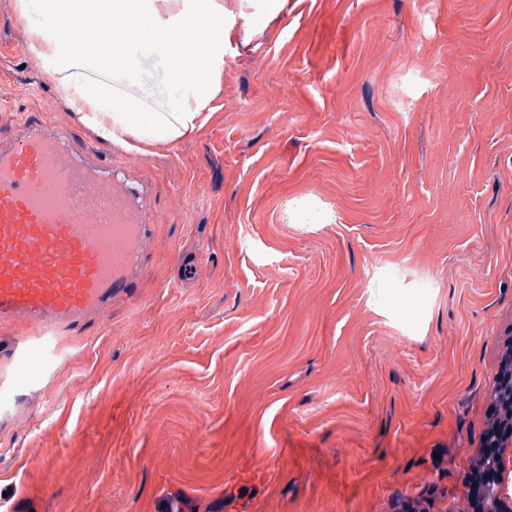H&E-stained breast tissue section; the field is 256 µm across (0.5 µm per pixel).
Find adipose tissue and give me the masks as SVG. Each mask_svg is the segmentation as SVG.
Returning <instances> with one entry per match:
<instances>
[{"mask_svg":"<svg viewBox=\"0 0 512 512\" xmlns=\"http://www.w3.org/2000/svg\"><path fill=\"white\" fill-rule=\"evenodd\" d=\"M288 0H16L44 79L98 139L170 146L216 111L232 38L250 45ZM92 31L82 52L70 36Z\"/></svg>","mask_w":512,"mask_h":512,"instance_id":"obj_1","label":"adipose tissue"}]
</instances>
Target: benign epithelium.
Returning a JSON list of instances; mask_svg holds the SVG:
<instances>
[{
  "mask_svg": "<svg viewBox=\"0 0 512 512\" xmlns=\"http://www.w3.org/2000/svg\"><path fill=\"white\" fill-rule=\"evenodd\" d=\"M496 388L508 393L512 392V349L508 351L496 376ZM512 446V414L495 418L484 441L486 451L482 456L487 458L483 471L474 476L470 499L473 512H486L487 500L497 497L505 483L507 474L506 461L502 457L505 449Z\"/></svg>",
  "mask_w": 512,
  "mask_h": 512,
  "instance_id": "1",
  "label": "benign epithelium"
}]
</instances>
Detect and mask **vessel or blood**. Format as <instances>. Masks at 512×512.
I'll list each match as a JSON object with an SVG mask.
<instances>
[{
	"mask_svg": "<svg viewBox=\"0 0 512 512\" xmlns=\"http://www.w3.org/2000/svg\"><path fill=\"white\" fill-rule=\"evenodd\" d=\"M64 130L0 140V323L79 332L141 273L147 191Z\"/></svg>",
	"mask_w": 512,
	"mask_h": 512,
	"instance_id": "obj_1",
	"label": "vessel or blood"
}]
</instances>
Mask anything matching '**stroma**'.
Wrapping results in <instances>:
<instances>
[{
	"label": "stroma",
	"mask_w": 512,
	"mask_h": 512,
	"mask_svg": "<svg viewBox=\"0 0 512 512\" xmlns=\"http://www.w3.org/2000/svg\"><path fill=\"white\" fill-rule=\"evenodd\" d=\"M217 104L107 149L0 0V137L133 157L152 225L102 327L0 361V512H472L512 348V0H288Z\"/></svg>",
	"instance_id": "stroma-1"
}]
</instances>
